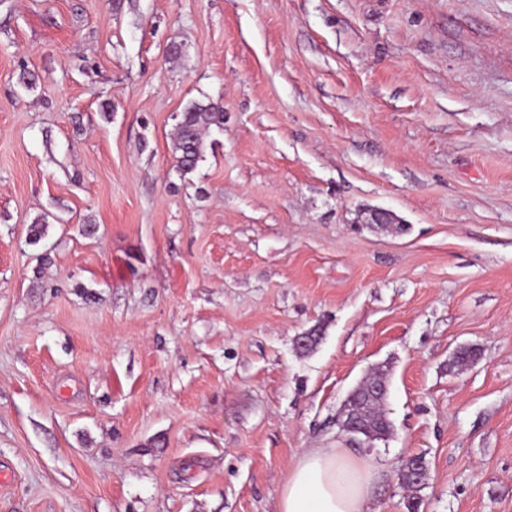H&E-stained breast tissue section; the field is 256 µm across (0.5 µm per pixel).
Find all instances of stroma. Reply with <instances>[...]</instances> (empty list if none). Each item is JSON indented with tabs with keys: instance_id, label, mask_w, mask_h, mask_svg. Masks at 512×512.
<instances>
[{
	"instance_id": "1",
	"label": "stroma",
	"mask_w": 512,
	"mask_h": 512,
	"mask_svg": "<svg viewBox=\"0 0 512 512\" xmlns=\"http://www.w3.org/2000/svg\"><path fill=\"white\" fill-rule=\"evenodd\" d=\"M310 448L512 512V0H0V512H277ZM213 127H224V107L220 103L192 102L184 109L171 146L175 167L181 174L191 173L203 160L204 135ZM383 405L379 402L372 404L369 417L364 425V436H368L369 433H376L378 435L377 440H384L390 435L392 423L384 412ZM402 468V466H400ZM424 461L422 457L419 456H410L408 460L404 463L403 468L399 472V480L403 486H408L412 492L415 494L411 497L408 504V509L418 511L419 500L420 498L417 496L418 491H420L419 483L414 482V470L415 469H423ZM421 473L422 481H426L427 478V470L426 467L423 470L419 471Z\"/></svg>"
}]
</instances>
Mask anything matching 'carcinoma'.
Instances as JSON below:
<instances>
[{
	"label": "carcinoma",
	"instance_id": "carcinoma-1",
	"mask_svg": "<svg viewBox=\"0 0 512 512\" xmlns=\"http://www.w3.org/2000/svg\"><path fill=\"white\" fill-rule=\"evenodd\" d=\"M213 127L224 128V107L221 104L192 102L184 109L171 146L175 167L181 174L186 175L194 171L203 160L204 135ZM47 227V216L41 215L35 218L28 227V243H39L45 236ZM391 429L392 423L383 410V404L379 402L372 404L363 435L375 433L378 439L383 440L390 435ZM422 468H424L422 457L411 456L399 472L401 484L414 492L408 504V509L412 512L418 510L419 502H417L416 492L420 491L419 484L414 482V470Z\"/></svg>",
	"mask_w": 512,
	"mask_h": 512
}]
</instances>
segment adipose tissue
I'll list each match as a JSON object with an SVG mask.
<instances>
[{
  "label": "adipose tissue",
  "instance_id": "ef3b65f1",
  "mask_svg": "<svg viewBox=\"0 0 512 512\" xmlns=\"http://www.w3.org/2000/svg\"><path fill=\"white\" fill-rule=\"evenodd\" d=\"M371 486V473L348 449L310 448L288 475L279 512H366Z\"/></svg>",
  "mask_w": 512,
  "mask_h": 512
}]
</instances>
